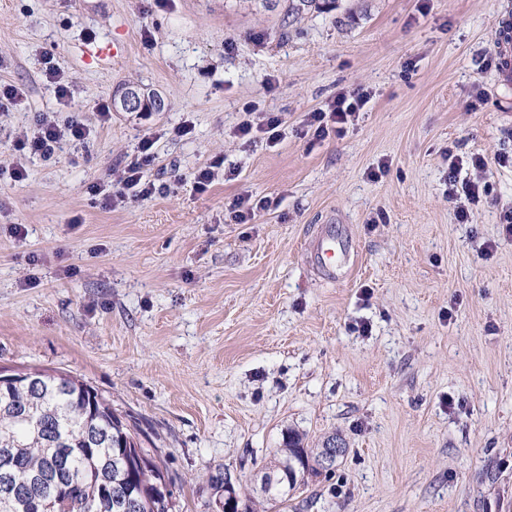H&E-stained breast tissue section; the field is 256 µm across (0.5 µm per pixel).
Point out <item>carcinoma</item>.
Segmentation results:
<instances>
[{"label": "carcinoma", "mask_w": 512, "mask_h": 512, "mask_svg": "<svg viewBox=\"0 0 512 512\" xmlns=\"http://www.w3.org/2000/svg\"><path fill=\"white\" fill-rule=\"evenodd\" d=\"M39 386L25 383L0 389V468L10 464L23 482L25 495L0 512H170L168 498L156 496L165 478L159 464L135 474L142 509L121 496L129 484L120 449L134 437L124 419L97 392L74 376L38 372ZM321 448H308L296 434L277 449L266 467L277 478L286 475L288 460L314 461ZM333 474L314 466L294 469L295 484Z\"/></svg>", "instance_id": "cac0c4a2"}]
</instances>
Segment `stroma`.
Returning a JSON list of instances; mask_svg holds the SVG:
<instances>
[{
  "instance_id": "stroma-1",
  "label": "stroma",
  "mask_w": 512,
  "mask_h": 512,
  "mask_svg": "<svg viewBox=\"0 0 512 512\" xmlns=\"http://www.w3.org/2000/svg\"><path fill=\"white\" fill-rule=\"evenodd\" d=\"M512 0H0V369L56 370L159 457L173 512H221L289 431L348 452L269 512H512ZM54 66L69 82L57 99ZM124 84L163 112L100 103ZM368 101L341 134L309 113ZM89 131L18 150L43 114ZM278 117L281 137L260 129ZM187 122L183 138L172 129ZM252 136H237L242 123ZM152 139L151 197L106 206ZM487 183L462 224L448 198ZM223 157L198 190L193 174ZM27 176L16 182L13 169ZM247 196L249 223L230 209ZM353 240L335 280L306 248ZM499 75L504 81H512V26L503 27L496 42Z\"/></svg>"
}]
</instances>
